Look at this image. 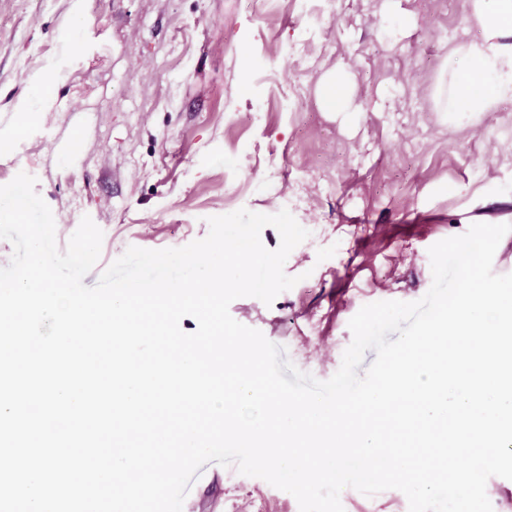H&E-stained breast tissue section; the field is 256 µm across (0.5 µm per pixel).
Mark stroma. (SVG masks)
I'll list each match as a JSON object with an SVG mask.
<instances>
[{
  "instance_id": "stroma-1",
  "label": "stroma",
  "mask_w": 512,
  "mask_h": 512,
  "mask_svg": "<svg viewBox=\"0 0 512 512\" xmlns=\"http://www.w3.org/2000/svg\"><path fill=\"white\" fill-rule=\"evenodd\" d=\"M467 0H0V185L18 173L56 223L90 217L99 260L178 248L239 209L288 210L309 236L291 289L229 308L325 381L377 301L432 284L428 250L471 224L512 225V101L438 111L449 50L480 41ZM349 60L351 112L317 83ZM344 512H408L390 489L341 492ZM189 512H300L235 467H202Z\"/></svg>"
}]
</instances>
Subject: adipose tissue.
Masks as SVG:
<instances>
[{
    "mask_svg": "<svg viewBox=\"0 0 512 512\" xmlns=\"http://www.w3.org/2000/svg\"><path fill=\"white\" fill-rule=\"evenodd\" d=\"M468 21L483 37L450 50L441 109L493 112L501 102L512 100V0H470ZM461 58L469 60L468 69L457 67Z\"/></svg>",
    "mask_w": 512,
    "mask_h": 512,
    "instance_id": "ef3b65f1",
    "label": "adipose tissue"
}]
</instances>
